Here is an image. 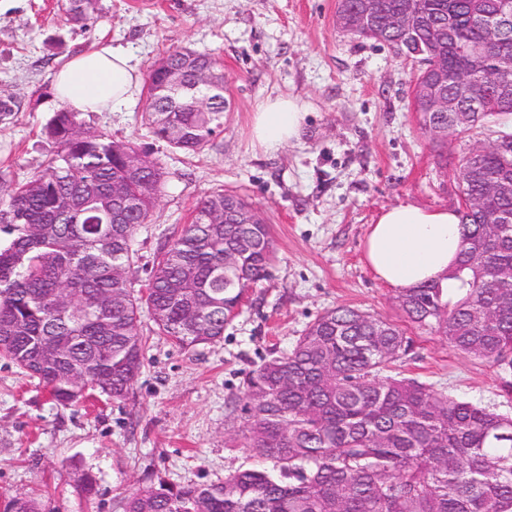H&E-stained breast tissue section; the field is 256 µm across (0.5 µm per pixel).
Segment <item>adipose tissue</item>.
<instances>
[{
	"instance_id": "1",
	"label": "adipose tissue",
	"mask_w": 512,
	"mask_h": 512,
	"mask_svg": "<svg viewBox=\"0 0 512 512\" xmlns=\"http://www.w3.org/2000/svg\"><path fill=\"white\" fill-rule=\"evenodd\" d=\"M140 83L128 57L103 46L74 56L53 77L55 98L76 112H99L121 106ZM305 107L290 97L262 101L254 115V143L274 152L299 138ZM459 218L448 209L411 204L382 209L363 240V260L376 278L397 291L437 281L449 295L460 283L451 272L460 251Z\"/></svg>"
}]
</instances>
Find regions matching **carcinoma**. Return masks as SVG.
Instances as JSON below:
<instances>
[{"label":"carcinoma","instance_id":"cac0c4a2","mask_svg":"<svg viewBox=\"0 0 512 512\" xmlns=\"http://www.w3.org/2000/svg\"><path fill=\"white\" fill-rule=\"evenodd\" d=\"M405 0H342L350 21L342 35L373 40L399 52L404 36L389 28V14ZM430 25L450 33L434 39L430 25L412 41L421 45L416 77L448 64V96L467 100L463 73L478 82L493 72L500 54H512V34L498 35L474 17V0H413ZM370 10L372 26L351 18ZM98 0H67L66 21L81 28ZM485 54L472 63L467 47ZM162 60L183 71L187 83L217 59L186 48ZM143 115L166 147L195 154L224 127V93L207 86L175 95L163 72L151 69ZM483 113L450 112L440 121L456 131L497 123L501 103L512 105V72L485 88ZM206 101L199 110L190 99ZM54 150L41 170L17 184L0 203V357L38 380L57 403L85 401L78 382L123 401L144 366L148 338L142 316L156 334L182 348L224 339L238 314L242 291L269 275L274 248L269 226L213 223L224 198L252 205L238 192H209L191 221L157 249L145 288L134 291L138 268L135 234L151 221L167 172L136 163L130 144L66 107L43 127ZM495 139L453 172L464 194L483 192L491 180H512V132ZM125 184L130 208L112 202V183ZM503 218L497 238L485 236V212L458 214L461 251L454 276L462 296L425 283L398 293L404 320L443 336L454 352L512 368V281L489 284L512 266V193L487 205ZM236 263L226 267L224 258ZM76 308L54 317L61 292ZM410 348L396 323L357 308L337 306L310 322L292 349L245 374L230 400L228 419L243 415L240 447L261 465L238 469L214 483L164 482L128 496L124 512H512V417L441 395L412 378L383 374ZM4 512H40L33 499L7 501Z\"/></svg>","mask_w":512,"mask_h":512}]
</instances>
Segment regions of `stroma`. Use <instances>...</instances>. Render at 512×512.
Returning a JSON list of instances; mask_svg holds the SVG:
<instances>
[{
  "instance_id": "obj_1",
  "label": "stroma",
  "mask_w": 512,
  "mask_h": 512,
  "mask_svg": "<svg viewBox=\"0 0 512 512\" xmlns=\"http://www.w3.org/2000/svg\"><path fill=\"white\" fill-rule=\"evenodd\" d=\"M66 0H0V90L20 103L0 121V199L37 172L51 144L42 128L58 106L51 75L99 47L124 52L140 76L166 51L188 48L224 66V129L195 155L172 152L141 123L145 86L127 105L85 118L159 161L167 182L136 245L151 257L217 188L246 195L270 226L275 260L223 341L183 349L153 335L127 400L76 406L0 359V504L33 497L45 512H123L128 495L166 482L210 483L248 467L225 405L244 374L288 351L308 323L348 305L401 322L393 288L362 259L369 224L386 207L457 206V184L435 162L411 107V67L387 46L336 29V0H100L86 27L66 23ZM278 95L307 106L299 139L254 145L257 105ZM405 376L439 393L512 414V371L452 351L406 327ZM95 491H82L84 476Z\"/></svg>"
}]
</instances>
